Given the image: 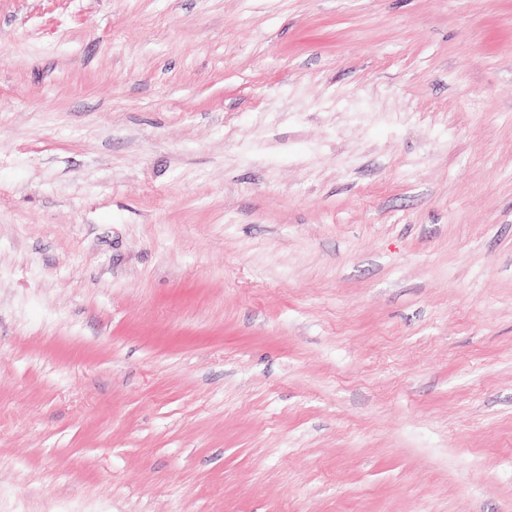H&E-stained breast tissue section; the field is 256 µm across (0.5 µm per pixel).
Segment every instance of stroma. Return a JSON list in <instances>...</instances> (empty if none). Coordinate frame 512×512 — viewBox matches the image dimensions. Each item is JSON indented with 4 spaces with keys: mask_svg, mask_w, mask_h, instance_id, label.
<instances>
[{
    "mask_svg": "<svg viewBox=\"0 0 512 512\" xmlns=\"http://www.w3.org/2000/svg\"><path fill=\"white\" fill-rule=\"evenodd\" d=\"M0 512H512V0H0Z\"/></svg>",
    "mask_w": 512,
    "mask_h": 512,
    "instance_id": "1",
    "label": "stroma"
}]
</instances>
